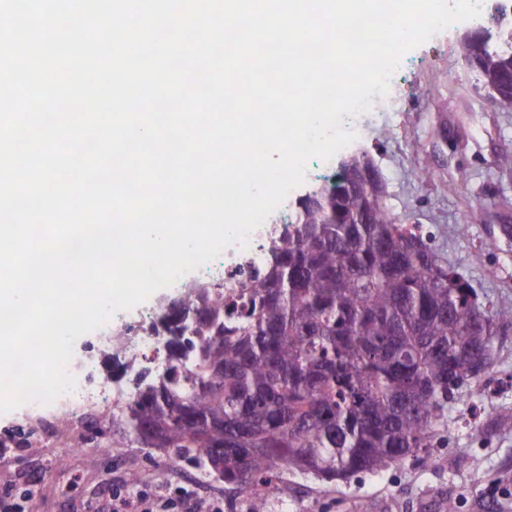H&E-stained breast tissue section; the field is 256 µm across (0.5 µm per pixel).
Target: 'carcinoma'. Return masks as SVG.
I'll return each mask as SVG.
<instances>
[{
	"mask_svg": "<svg viewBox=\"0 0 512 512\" xmlns=\"http://www.w3.org/2000/svg\"><path fill=\"white\" fill-rule=\"evenodd\" d=\"M508 64L505 49L484 68ZM348 178L345 168L306 194L319 206L274 229L264 272L242 283L244 320L210 305L204 283L181 289L178 311L203 318L189 333L175 317L163 331L182 353L201 350L204 370L159 386L138 376L112 433L241 488L277 479L283 464L347 480L424 458L448 429V401L491 365L512 309L483 308L386 207L360 223ZM197 336L211 343L200 349Z\"/></svg>",
	"mask_w": 512,
	"mask_h": 512,
	"instance_id": "carcinoma-1",
	"label": "carcinoma"
}]
</instances>
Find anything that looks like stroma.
I'll return each instance as SVG.
<instances>
[{
  "label": "stroma",
  "mask_w": 512,
  "mask_h": 512,
  "mask_svg": "<svg viewBox=\"0 0 512 512\" xmlns=\"http://www.w3.org/2000/svg\"><path fill=\"white\" fill-rule=\"evenodd\" d=\"M456 23L406 53L394 72L400 107L363 117L364 133L335 155L367 159L393 220L420 225L439 258L488 309L512 307V106L484 87L462 55ZM17 411L0 414V497L23 512H87L104 485L176 495L185 486L151 449L60 456L34 447ZM448 436L427 466L411 459L377 474L322 480L288 469V512H512V329L500 330L480 384L448 404ZM138 482L130 483L126 474Z\"/></svg>",
  "instance_id": "obj_1"
}]
</instances>
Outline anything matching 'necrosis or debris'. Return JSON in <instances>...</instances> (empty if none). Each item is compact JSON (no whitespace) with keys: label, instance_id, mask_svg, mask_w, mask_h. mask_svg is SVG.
Listing matches in <instances>:
<instances>
[{"label":"necrosis or debris","instance_id":"obj_1","mask_svg":"<svg viewBox=\"0 0 512 512\" xmlns=\"http://www.w3.org/2000/svg\"><path fill=\"white\" fill-rule=\"evenodd\" d=\"M271 231L270 224H262L250 233L246 244L235 243L225 248L223 265L209 272L212 298L224 299L228 304L239 300L242 290L236 271L241 267L255 272L264 270ZM164 317L161 310L146 315L123 312L98 328L102 344H111L116 338L124 339L127 344L130 355L126 360L125 381L92 380L89 365H82L74 373L77 384L73 391L61 394L48 404L33 403L29 423L36 439H58L60 432L67 429L71 436L61 441L60 454L68 457L85 453L81 433L92 420L128 412L133 382L139 372L150 371L159 381L173 368L182 373L194 371L197 357H184L170 346L168 337L156 333L155 328Z\"/></svg>","mask_w":512,"mask_h":512}]
</instances>
